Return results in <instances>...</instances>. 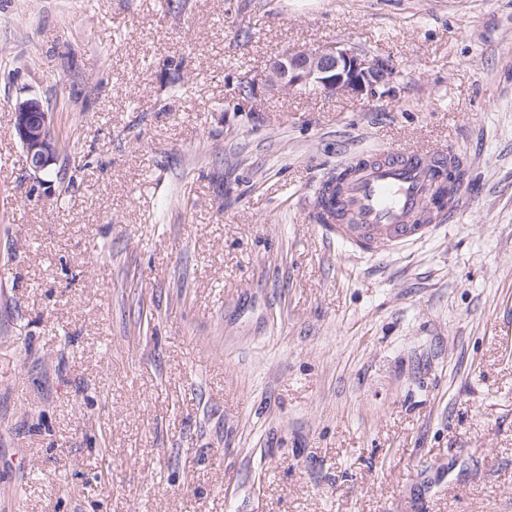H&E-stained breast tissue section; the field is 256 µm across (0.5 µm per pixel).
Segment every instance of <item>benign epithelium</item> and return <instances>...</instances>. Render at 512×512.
I'll return each mask as SVG.
<instances>
[{"mask_svg":"<svg viewBox=\"0 0 512 512\" xmlns=\"http://www.w3.org/2000/svg\"><path fill=\"white\" fill-rule=\"evenodd\" d=\"M393 69L384 58L363 48L328 43L313 49L290 50L264 71L247 79L251 95L259 90L314 88L325 94H371L390 82ZM54 114L43 101L30 97L14 106L12 135L21 144L28 169L39 174L54 165L62 143L54 132Z\"/></svg>","mask_w":512,"mask_h":512,"instance_id":"benign-epithelium-1","label":"benign epithelium"}]
</instances>
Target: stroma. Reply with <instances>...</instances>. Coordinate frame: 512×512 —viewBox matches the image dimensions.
Wrapping results in <instances>:
<instances>
[{"label": "stroma", "mask_w": 512, "mask_h": 512, "mask_svg": "<svg viewBox=\"0 0 512 512\" xmlns=\"http://www.w3.org/2000/svg\"><path fill=\"white\" fill-rule=\"evenodd\" d=\"M182 2L0 0V512H512V0ZM325 42L392 80L243 94ZM448 143L427 237L312 221L339 163ZM12 135L21 144L28 169L36 174L54 165L63 152L54 132L55 119L38 97L19 100L14 106Z\"/></svg>", "instance_id": "1"}]
</instances>
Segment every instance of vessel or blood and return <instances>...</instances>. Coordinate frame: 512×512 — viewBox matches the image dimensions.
<instances>
[{
  "mask_svg": "<svg viewBox=\"0 0 512 512\" xmlns=\"http://www.w3.org/2000/svg\"><path fill=\"white\" fill-rule=\"evenodd\" d=\"M459 163L449 146L428 154L400 146L361 156L345 164L346 178L320 209L347 241H409L462 206L463 184L449 177Z\"/></svg>",
  "mask_w": 512,
  "mask_h": 512,
  "instance_id": "vessel-or-blood-1",
  "label": "vessel or blood"
}]
</instances>
